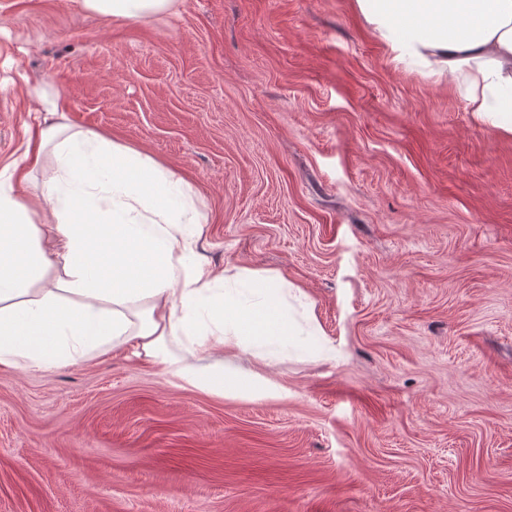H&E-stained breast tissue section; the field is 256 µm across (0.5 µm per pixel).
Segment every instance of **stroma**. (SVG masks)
<instances>
[{"label": "stroma", "mask_w": 512, "mask_h": 512, "mask_svg": "<svg viewBox=\"0 0 512 512\" xmlns=\"http://www.w3.org/2000/svg\"><path fill=\"white\" fill-rule=\"evenodd\" d=\"M38 91L188 183L201 259L279 273L319 331L260 400L121 348L0 367V512H512V138L351 0H0V166ZM177 0H79L88 13L124 19H141L174 11Z\"/></svg>", "instance_id": "35a3bbf8"}]
</instances>
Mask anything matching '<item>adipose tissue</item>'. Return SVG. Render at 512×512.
<instances>
[{"label": "adipose tissue", "instance_id": "obj_1", "mask_svg": "<svg viewBox=\"0 0 512 512\" xmlns=\"http://www.w3.org/2000/svg\"><path fill=\"white\" fill-rule=\"evenodd\" d=\"M177 0H79L100 16L141 19ZM391 61L448 83L473 123L512 138V0H352ZM35 151L0 168V367L44 372L118 347L166 363L168 339L224 351L175 374L246 399L279 395L264 371L302 343L287 281L257 269L234 287L197 258L201 217L189 188L138 151L58 119L45 100ZM55 160L40 198L21 200L43 153Z\"/></svg>", "mask_w": 512, "mask_h": 512}]
</instances>
